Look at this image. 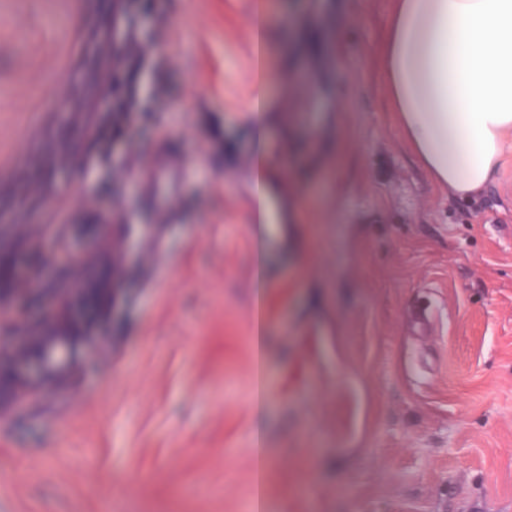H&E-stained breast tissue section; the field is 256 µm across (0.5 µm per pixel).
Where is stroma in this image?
I'll return each mask as SVG.
<instances>
[{"label":"stroma","instance_id":"1","mask_svg":"<svg viewBox=\"0 0 512 512\" xmlns=\"http://www.w3.org/2000/svg\"><path fill=\"white\" fill-rule=\"evenodd\" d=\"M268 199L264 266L265 512H512V154L476 199L421 167L388 105L374 49L391 0H265ZM139 50L174 58L136 79L123 134L76 147L74 114L43 125L124 181L121 257L92 249L124 295L47 385L0 401V512H248L254 481L252 0H147ZM187 158L178 218L153 226L128 165L161 137ZM79 173L57 166L0 197V244L25 268L42 216ZM158 249L156 266L140 257Z\"/></svg>","mask_w":512,"mask_h":512}]
</instances>
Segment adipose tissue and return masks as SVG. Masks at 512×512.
I'll use <instances>...</instances> for the list:
<instances>
[{
	"instance_id": "1",
	"label": "adipose tissue",
	"mask_w": 512,
	"mask_h": 512,
	"mask_svg": "<svg viewBox=\"0 0 512 512\" xmlns=\"http://www.w3.org/2000/svg\"><path fill=\"white\" fill-rule=\"evenodd\" d=\"M377 58L421 164L483 192L512 150V0H393Z\"/></svg>"
}]
</instances>
